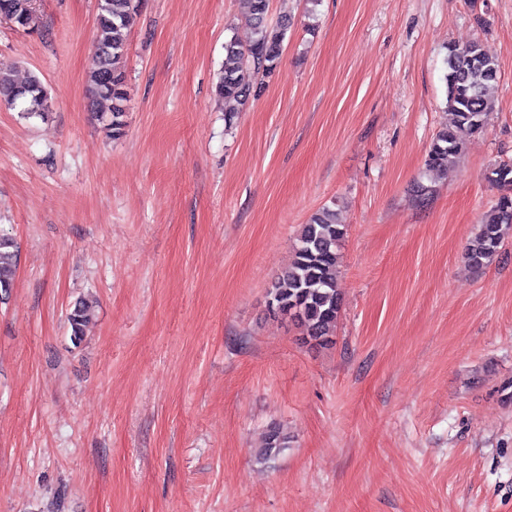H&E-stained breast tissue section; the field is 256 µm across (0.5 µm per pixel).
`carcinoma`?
<instances>
[{
  "instance_id": "obj_1",
  "label": "carcinoma",
  "mask_w": 512,
  "mask_h": 512,
  "mask_svg": "<svg viewBox=\"0 0 512 512\" xmlns=\"http://www.w3.org/2000/svg\"><path fill=\"white\" fill-rule=\"evenodd\" d=\"M34 0H0V18L27 28ZM251 42L243 46L232 38L224 43V70L215 87L224 102H245L254 92L251 77L269 74L280 58L287 27L269 19V0H246ZM135 0H98L94 53L88 75L86 109L111 139L123 136L127 95L125 72L119 67L126 54L129 22ZM445 80L448 89V125L441 128L430 146L426 167L430 172L454 165L466 142L482 130L493 112L494 94L500 86L497 60L477 42L449 49ZM0 104L8 109L22 106L25 118L42 117L47 110L45 86L36 74L20 82L14 68L0 62ZM346 233L336 210L323 207L302 225L287 267L276 274L268 292V309L291 318L306 339L316 345L328 343L341 312L337 288V247ZM512 235V194L506 193L485 215L477 235L465 250V259L481 269L498 256L506 237ZM17 269L14 241L0 235V290L9 292ZM91 318V306L81 300L68 313L71 340L82 341ZM288 436L273 427L266 435L257 459L267 462L287 447Z\"/></svg>"
}]
</instances>
